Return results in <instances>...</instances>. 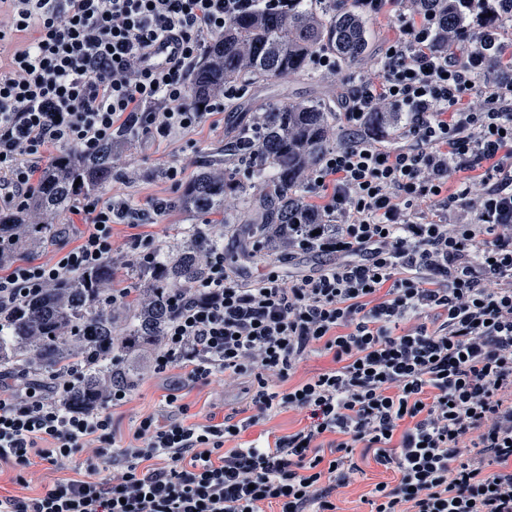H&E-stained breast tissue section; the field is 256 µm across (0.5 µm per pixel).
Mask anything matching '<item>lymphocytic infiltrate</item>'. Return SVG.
I'll use <instances>...</instances> for the list:
<instances>
[{"mask_svg":"<svg viewBox=\"0 0 512 512\" xmlns=\"http://www.w3.org/2000/svg\"><path fill=\"white\" fill-rule=\"evenodd\" d=\"M0 42L36 31L0 69V212L21 210L55 147L96 152L123 124L144 121L165 140L205 118L187 101L186 71L206 38L233 17L283 11L288 0H0ZM435 16L420 14L345 101L348 126L387 106L405 113L412 144L364 137L328 150L303 182L323 199V224L288 244L325 256L318 274L270 273L238 284L224 253H208L196 295L180 301L153 358L192 382L253 374L250 404L269 417L305 409L311 422L274 441L225 449L242 425L141 417L116 446L109 388L90 411L66 401L71 373L0 393V464L28 486L34 461L66 468L78 453L120 469L68 478L39 495H0V512H337L359 472L357 447L399 475L375 484L370 512H512V81L480 74L496 45L483 34L463 59L437 52ZM179 50L148 63L156 41ZM155 101L160 112L149 111ZM481 191H473L470 172ZM458 173L456 187L448 177ZM124 200L85 197L73 212L80 242L48 261L0 273V311L23 294L112 257ZM334 368L291 390L286 371L313 353ZM409 428H402V421ZM332 434L333 459L318 440Z\"/></svg>","mask_w":512,"mask_h":512,"instance_id":"lymphocytic-infiltrate-1","label":"lymphocytic infiltrate"}]
</instances>
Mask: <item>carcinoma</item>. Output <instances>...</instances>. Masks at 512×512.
Here are the masks:
<instances>
[{"label":"carcinoma","mask_w":512,"mask_h":512,"mask_svg":"<svg viewBox=\"0 0 512 512\" xmlns=\"http://www.w3.org/2000/svg\"><path fill=\"white\" fill-rule=\"evenodd\" d=\"M410 10L432 11L438 26L435 47L446 51L471 38L460 0H414ZM362 0H304L274 14L253 12L226 23L224 34L207 40L186 83L189 103L206 111L210 96L286 75L319 73L311 57L320 51L336 56L337 70L347 69L367 53L368 30ZM260 126L256 160L238 177L210 168L189 182L165 207L210 219L188 228L180 246L165 255L133 261L142 287L116 302L112 265L105 263L19 300L0 314V366L38 374L80 371L68 403L76 409L99 406L106 390L121 384L134 389L139 373L125 356L160 344L177 315L176 295L192 296V286L207 273L205 255L220 246L213 225L268 254L288 250L293 224H319L321 215L306 200L303 174L333 147L336 112L326 103L266 105L255 117ZM138 126H122L93 154L68 149L41 173L40 185L21 212L0 213V262L24 257L55 234V221L76 200L96 195L112 183ZM80 184H75V181ZM246 203L243 216L228 208L226 197Z\"/></svg>","instance_id":"carcinoma-1"}]
</instances>
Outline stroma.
Wrapping results in <instances>:
<instances>
[{
    "instance_id": "35a3bbf8",
    "label": "stroma",
    "mask_w": 512,
    "mask_h": 512,
    "mask_svg": "<svg viewBox=\"0 0 512 512\" xmlns=\"http://www.w3.org/2000/svg\"><path fill=\"white\" fill-rule=\"evenodd\" d=\"M404 8L401 0H389L378 12L369 14L367 28L370 46L365 58L352 66L349 72L337 73L333 77L310 79L302 76L284 77L261 82L249 87L236 97V106L224 110L189 133L187 141L175 144L159 139L152 130L140 128L132 147L127 151L119 174L111 186L103 191V198L130 200L140 212L138 221L131 224H116L112 227V248L123 256L113 265V285L128 288L137 282L130 264L148 249L171 246L181 241L184 229L200 223V216L181 211L164 210L155 214V203L177 196L179 189L166 177L168 167L184 164L183 181H191L209 167L235 168L236 162L224 150L231 134L241 125L251 121L258 106L269 103L326 102L341 107L344 95L356 85L360 78L373 74L376 62L383 55L389 41L398 37L404 23ZM224 256L239 281L247 282L268 272H277L283 278L312 275L322 267V259L312 252L296 251L287 255L279 253L267 261L256 263L241 255L237 237L225 235ZM152 353L145 352L133 358L132 364L141 373L138 387L131 391L123 406L112 410V428L118 444L129 441L140 417L154 415L158 424H166L173 415L165 404L168 394H177L181 403L189 407L188 422H220L230 417L240 421L254 418L255 423L238 438L227 440L230 448L241 443L266 436L277 438L295 432L308 425L307 413L283 410L272 417L253 416L248 407L251 376H241L238 381L225 383L217 375L206 382L188 381L181 369L175 368L163 374L154 373ZM355 461L360 468L356 479L340 497V512H369L365 496L371 485L378 482L395 484L397 474L376 463L373 451L357 448ZM83 456H74L68 469L58 470L46 464L34 466V477L29 487H21L13 480L10 469L0 470V494L12 495L29 492L40 493L44 487L53 485L62 478L73 476L75 471L85 470Z\"/></svg>"
}]
</instances>
